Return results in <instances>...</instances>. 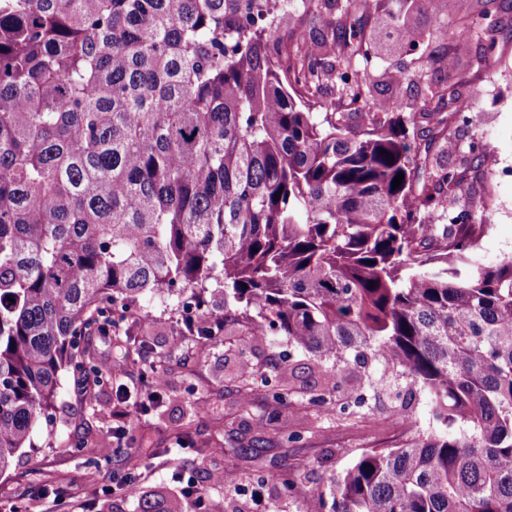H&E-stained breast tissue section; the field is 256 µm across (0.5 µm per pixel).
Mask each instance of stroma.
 <instances>
[{
	"mask_svg": "<svg viewBox=\"0 0 512 512\" xmlns=\"http://www.w3.org/2000/svg\"><path fill=\"white\" fill-rule=\"evenodd\" d=\"M504 36L490 64L476 65L473 53L458 58V71L482 90L459 136L437 141L431 153L443 162H455L468 143L492 158V168L469 185L473 197H487L484 213L477 215L483 230L462 264V275L476 268H492L512 257V10L504 12ZM378 54L373 62L372 99L394 96L403 102L402 115L420 111L424 89L443 83L445 65L422 69L415 52L398 43L388 30L371 31ZM400 69L405 80L392 83L387 72ZM188 313L178 305L145 303L138 316L144 328L138 341L143 354L126 360L111 333L93 332L88 342L95 367L88 370L96 398L119 402L121 388L138 391L141 370L153 364L165 373L163 399L149 412L129 415L127 433L116 438L111 419L85 406L77 389L75 357L59 373L51 408L31 434L32 447L20 449L9 470L0 475V512H75L87 486H104L96 512H139L142 496L164 500L166 512H189L191 502L182 494L190 481L203 496L207 512H317L313 492L327 486L336 474L351 467L368 448L398 441L386 421L397 400L392 393L368 396L363 418L339 420L327 407L309 403L308 394L322 384L323 370L310 354L291 348L283 336L250 341L245 336H224L205 343L181 335L179 324ZM261 368L280 365L281 382L296 391L293 407L273 408L264 392H256L249 406L240 401L242 358ZM121 363V371H104L105 362ZM278 413L269 427L270 413ZM299 442H288L289 433ZM246 456H238V449ZM138 459L137 496L116 489L128 469V458ZM294 472L292 492L279 482L284 469ZM235 482H226L225 471Z\"/></svg>",
	"mask_w": 512,
	"mask_h": 512,
	"instance_id": "1",
	"label": "stroma"
}]
</instances>
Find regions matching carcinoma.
<instances>
[{
    "instance_id": "carcinoma-1",
    "label": "carcinoma",
    "mask_w": 512,
    "mask_h": 512,
    "mask_svg": "<svg viewBox=\"0 0 512 512\" xmlns=\"http://www.w3.org/2000/svg\"><path fill=\"white\" fill-rule=\"evenodd\" d=\"M451 2L298 0L293 20L274 0H0V473L103 304L211 292L224 312L193 335L288 337L347 372L309 399L342 395L344 419L388 369L427 396L432 429L395 408L408 436L332 478L329 512H512V258L454 267L484 157L420 161L395 97L310 104L334 74L355 101L369 91L374 23L489 62L506 0L450 21ZM445 64L439 105L470 96ZM416 119L442 140L467 123L426 104ZM451 196L464 216L442 224ZM141 329L128 318L126 354ZM241 378L243 403L291 404L247 359Z\"/></svg>"
}]
</instances>
